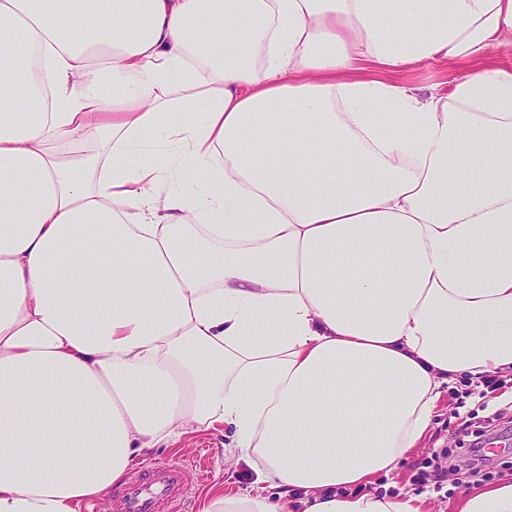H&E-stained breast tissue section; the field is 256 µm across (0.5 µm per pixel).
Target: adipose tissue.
I'll list each match as a JSON object with an SVG mask.
<instances>
[{"instance_id":"1","label":"adipose tissue","mask_w":512,"mask_h":512,"mask_svg":"<svg viewBox=\"0 0 512 512\" xmlns=\"http://www.w3.org/2000/svg\"><path fill=\"white\" fill-rule=\"evenodd\" d=\"M509 36L512 0H0V512L221 428L257 478L200 512H429L373 483L512 371ZM454 70L444 65H427L410 70L400 78L414 90L420 100H425L431 94L448 92V83L454 76Z\"/></svg>"}]
</instances>
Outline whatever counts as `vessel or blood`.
I'll return each mask as SVG.
<instances>
[{"label":"vessel or blood","mask_w":512,"mask_h":512,"mask_svg":"<svg viewBox=\"0 0 512 512\" xmlns=\"http://www.w3.org/2000/svg\"><path fill=\"white\" fill-rule=\"evenodd\" d=\"M187 494L183 466L145 468L136 471L122 489L112 492L99 512H168Z\"/></svg>","instance_id":"vessel-or-blood-1"}]
</instances>
